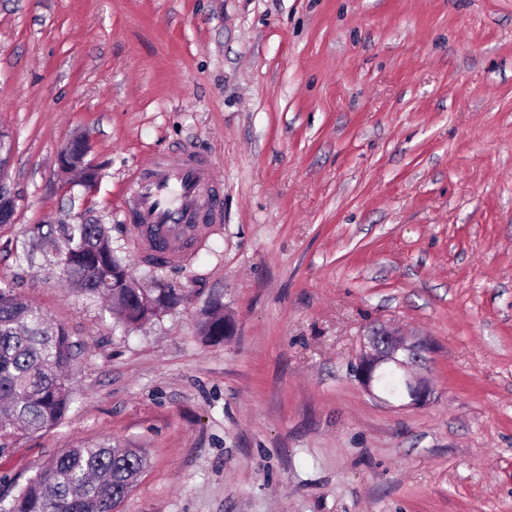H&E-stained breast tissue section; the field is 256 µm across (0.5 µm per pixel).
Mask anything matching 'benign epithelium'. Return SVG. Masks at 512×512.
<instances>
[{
    "label": "benign epithelium",
    "mask_w": 512,
    "mask_h": 512,
    "mask_svg": "<svg viewBox=\"0 0 512 512\" xmlns=\"http://www.w3.org/2000/svg\"><path fill=\"white\" fill-rule=\"evenodd\" d=\"M15 207L14 196L0 187V224L11 223ZM430 352L431 345L425 339L408 337L385 325L374 326L363 337L353 371L361 386L371 393L376 388L377 374L394 370L403 381V389L397 395L403 406H423L430 401L432 389L413 368L425 365Z\"/></svg>",
    "instance_id": "1"
}]
</instances>
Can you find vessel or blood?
Here are the masks:
<instances>
[{
    "mask_svg": "<svg viewBox=\"0 0 512 512\" xmlns=\"http://www.w3.org/2000/svg\"><path fill=\"white\" fill-rule=\"evenodd\" d=\"M215 186L211 160L188 148L132 169L122 208L134 247L145 254L157 248L170 261L183 260L189 243L203 241L224 221Z\"/></svg>",
    "mask_w": 512,
    "mask_h": 512,
    "instance_id": "obj_1",
    "label": "vessel or blood"
}]
</instances>
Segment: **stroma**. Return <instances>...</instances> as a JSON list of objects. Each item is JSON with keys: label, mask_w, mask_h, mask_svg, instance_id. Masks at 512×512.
<instances>
[{"label": "stroma", "mask_w": 512, "mask_h": 512, "mask_svg": "<svg viewBox=\"0 0 512 512\" xmlns=\"http://www.w3.org/2000/svg\"><path fill=\"white\" fill-rule=\"evenodd\" d=\"M0 129V285L78 346L0 497L108 436L148 458L119 512H512V0H0ZM75 138L94 189L59 168ZM181 146L224 224L156 268L126 176ZM89 220L180 303L135 329L66 288L40 240ZM376 323L430 340L426 406L355 378ZM235 331L236 324L229 315L206 318L201 326V335L213 344L222 343L225 337L233 336Z\"/></svg>", "instance_id": "obj_1"}]
</instances>
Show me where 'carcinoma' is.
Here are the masks:
<instances>
[{
    "label": "carcinoma",
    "instance_id": "obj_1",
    "mask_svg": "<svg viewBox=\"0 0 512 512\" xmlns=\"http://www.w3.org/2000/svg\"><path fill=\"white\" fill-rule=\"evenodd\" d=\"M66 284L101 297L133 327L179 303L172 290L112 287L123 265L102 224H63L57 247ZM201 335L224 341V317L203 322ZM74 344L68 331L35 304L0 287V448L60 424L73 402ZM146 458L141 449L108 437L53 456L12 498L14 512H116L133 490Z\"/></svg>",
    "mask_w": 512,
    "mask_h": 512
}]
</instances>
